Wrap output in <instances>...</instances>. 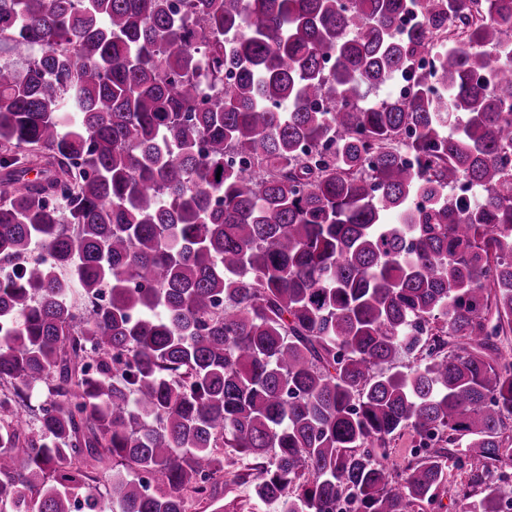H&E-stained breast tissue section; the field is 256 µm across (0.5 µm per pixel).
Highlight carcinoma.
Returning a JSON list of instances; mask_svg holds the SVG:
<instances>
[{
  "label": "carcinoma",
  "mask_w": 512,
  "mask_h": 512,
  "mask_svg": "<svg viewBox=\"0 0 512 512\" xmlns=\"http://www.w3.org/2000/svg\"><path fill=\"white\" fill-rule=\"evenodd\" d=\"M0 332V512H501L512 0H0ZM414 438L410 433L406 432L405 435L396 439L387 448L390 464L393 463L398 468H403L412 459L411 450L413 448ZM220 450L224 452V494L212 506L205 501L190 500L188 512H269L252 494V479L257 471L250 468L256 461L239 457L232 448ZM245 474H251L250 478L243 480ZM470 475L468 469H460L449 463L446 474V488L437 491V499L432 504L424 502L414 507V512H462V506L454 500L449 488L466 486Z\"/></svg>",
  "instance_id": "cac0c4a2"
}]
</instances>
